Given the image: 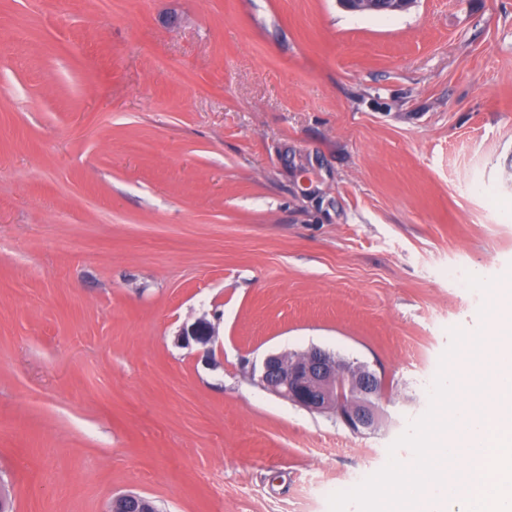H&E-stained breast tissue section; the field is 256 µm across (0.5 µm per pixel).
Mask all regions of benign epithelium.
Here are the masks:
<instances>
[{
    "mask_svg": "<svg viewBox=\"0 0 512 512\" xmlns=\"http://www.w3.org/2000/svg\"><path fill=\"white\" fill-rule=\"evenodd\" d=\"M353 12H393L412 6L416 0H338ZM212 323L200 318L182 329L180 340L206 346L214 341ZM259 383L269 392L311 412L326 413L354 433L375 432L382 423L381 401L386 383L363 363L312 346L303 352L268 355ZM130 506V512H155V507L137 494L115 499Z\"/></svg>",
    "mask_w": 512,
    "mask_h": 512,
    "instance_id": "1",
    "label": "benign epithelium"
}]
</instances>
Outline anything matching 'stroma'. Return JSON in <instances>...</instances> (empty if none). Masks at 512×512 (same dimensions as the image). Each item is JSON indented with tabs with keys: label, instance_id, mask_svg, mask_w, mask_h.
I'll return each instance as SVG.
<instances>
[{
	"label": "stroma",
	"instance_id": "stroma-1",
	"mask_svg": "<svg viewBox=\"0 0 512 512\" xmlns=\"http://www.w3.org/2000/svg\"><path fill=\"white\" fill-rule=\"evenodd\" d=\"M509 204L512 0H0V498L329 512L486 330ZM312 346L379 431L258 384ZM345 9L353 12H393L412 6L416 0H338ZM215 328L206 318H200L188 327H184L179 335L180 340L189 345L191 341L207 346L214 341Z\"/></svg>",
	"mask_w": 512,
	"mask_h": 512
}]
</instances>
